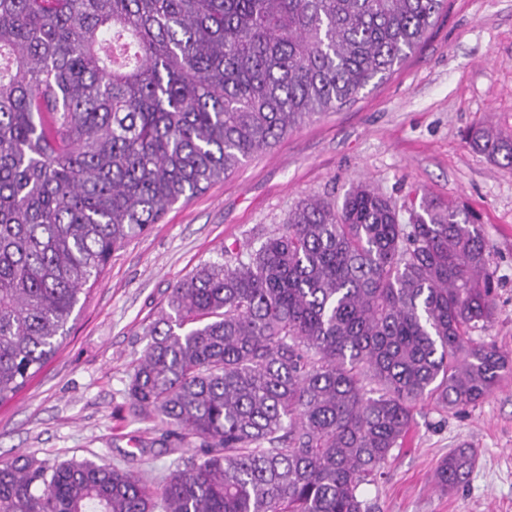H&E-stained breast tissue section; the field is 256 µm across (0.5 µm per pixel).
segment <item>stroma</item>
I'll return each instance as SVG.
<instances>
[{
	"mask_svg": "<svg viewBox=\"0 0 512 512\" xmlns=\"http://www.w3.org/2000/svg\"><path fill=\"white\" fill-rule=\"evenodd\" d=\"M512 127V0H448L404 65L355 102L323 113L260 151L113 252L55 357L0 405V460L105 459L152 481L189 458L163 447L150 419L128 413L129 370L144 329L172 288L224 248L281 230L309 196L343 199L365 183L397 205L429 196L481 224L500 282L494 320L475 342L512 352V167L471 149L466 133ZM479 450L468 483L444 494L432 476L462 444ZM385 479L367 485L374 512H512V382L466 413L418 404Z\"/></svg>",
	"mask_w": 512,
	"mask_h": 512,
	"instance_id": "obj_1",
	"label": "stroma"
}]
</instances>
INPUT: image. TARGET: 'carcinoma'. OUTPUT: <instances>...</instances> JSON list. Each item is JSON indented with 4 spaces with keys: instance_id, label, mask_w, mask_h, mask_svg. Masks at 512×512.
<instances>
[{
    "instance_id": "1",
    "label": "carcinoma",
    "mask_w": 512,
    "mask_h": 512,
    "mask_svg": "<svg viewBox=\"0 0 512 512\" xmlns=\"http://www.w3.org/2000/svg\"><path fill=\"white\" fill-rule=\"evenodd\" d=\"M445 0H0V404L56 355L112 252L415 51ZM472 149L512 167V128ZM368 185L301 200L243 260L178 283L128 408L194 455L157 483L91 459L0 462V512H371L417 404L512 377L475 343L499 282L480 225ZM479 451L434 473L450 493Z\"/></svg>"
}]
</instances>
